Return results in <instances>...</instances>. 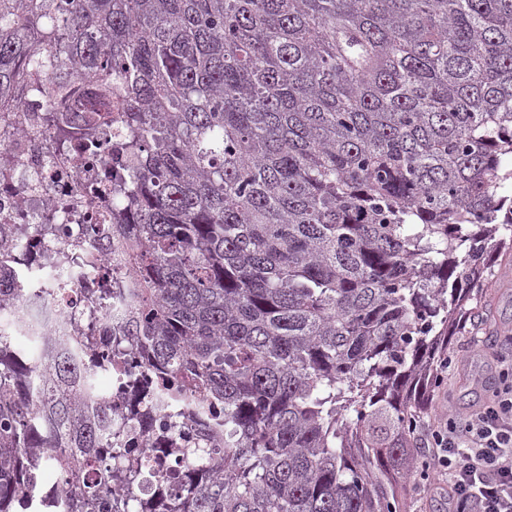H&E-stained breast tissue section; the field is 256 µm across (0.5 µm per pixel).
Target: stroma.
<instances>
[{
  "label": "stroma",
  "instance_id": "35a3bbf8",
  "mask_svg": "<svg viewBox=\"0 0 512 512\" xmlns=\"http://www.w3.org/2000/svg\"><path fill=\"white\" fill-rule=\"evenodd\" d=\"M480 313L489 314L499 329L498 336H489L483 325L468 323L462 335L453 338L448 349V366L443 369L442 383L431 392L428 408L420 418L429 422L433 405L449 399L458 415L481 407L490 390L499 381V358L512 354V259L496 266L492 285L478 303ZM401 512H445L443 498L431 490L421 474H414L400 497Z\"/></svg>",
  "mask_w": 512,
  "mask_h": 512
}]
</instances>
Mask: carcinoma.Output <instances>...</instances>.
Instances as JSON below:
<instances>
[{
  "label": "carcinoma",
  "instance_id": "obj_1",
  "mask_svg": "<svg viewBox=\"0 0 512 512\" xmlns=\"http://www.w3.org/2000/svg\"><path fill=\"white\" fill-rule=\"evenodd\" d=\"M74 71L98 103L78 129L45 109L59 149L126 157L80 185L112 191L133 275L103 360L158 371L155 407L224 449L146 495L170 476L104 435L65 341L0 335V512L60 457L69 512L116 477L107 512H399L441 357L512 253V0H0L1 103H65Z\"/></svg>",
  "mask_w": 512,
  "mask_h": 512
}]
</instances>
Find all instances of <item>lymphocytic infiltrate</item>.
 Wrapping results in <instances>:
<instances>
[{"mask_svg": "<svg viewBox=\"0 0 512 512\" xmlns=\"http://www.w3.org/2000/svg\"><path fill=\"white\" fill-rule=\"evenodd\" d=\"M422 438L448 512H512V380L466 417L437 411Z\"/></svg>", "mask_w": 512, "mask_h": 512, "instance_id": "f902f5d3", "label": "lymphocytic infiltrate"}]
</instances>
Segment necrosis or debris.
Masks as SVG:
<instances>
[{"instance_id":"necrosis-or-debris-1","label":"necrosis or debris","mask_w":512,"mask_h":512,"mask_svg":"<svg viewBox=\"0 0 512 512\" xmlns=\"http://www.w3.org/2000/svg\"><path fill=\"white\" fill-rule=\"evenodd\" d=\"M52 97V86L46 82L41 95L27 96V109L0 111V224L18 225L19 234L5 246L13 253L19 273L41 295L40 317L29 335L78 338L91 313L103 331L125 324L131 309L122 296L99 303L89 289L104 271L125 284L131 276L122 246L97 249L85 231L95 221L78 191L90 169L86 158L75 151L59 154L52 134L35 121L32 105L45 104ZM105 374L110 384L99 398L111 403L113 425L132 430L137 448L147 451L156 435L168 432V414L154 412L146 431L128 417L126 403L132 383L150 376V368L131 372L112 366ZM73 481L70 470L61 468L58 480L41 497L20 498L19 512H67Z\"/></svg>"}]
</instances>
